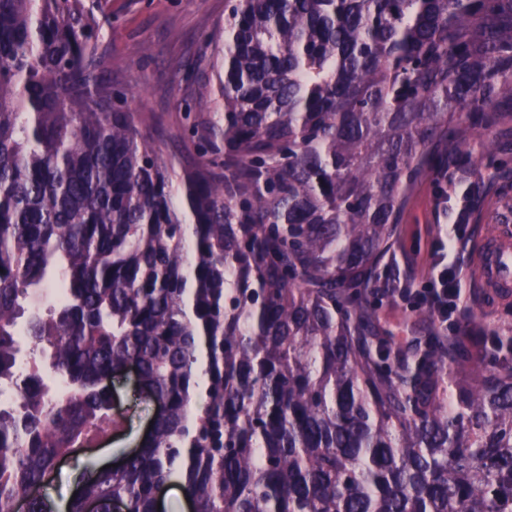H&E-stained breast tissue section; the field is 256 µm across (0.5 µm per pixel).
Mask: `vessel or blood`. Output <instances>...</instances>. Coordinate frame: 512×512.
Returning a JSON list of instances; mask_svg holds the SVG:
<instances>
[{
    "label": "vessel or blood",
    "mask_w": 512,
    "mask_h": 512,
    "mask_svg": "<svg viewBox=\"0 0 512 512\" xmlns=\"http://www.w3.org/2000/svg\"><path fill=\"white\" fill-rule=\"evenodd\" d=\"M475 282L486 293L512 288V232L499 227L475 240Z\"/></svg>",
    "instance_id": "obj_1"
}]
</instances>
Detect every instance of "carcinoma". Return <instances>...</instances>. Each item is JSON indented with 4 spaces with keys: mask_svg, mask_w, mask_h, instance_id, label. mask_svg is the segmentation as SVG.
<instances>
[{
    "mask_svg": "<svg viewBox=\"0 0 512 512\" xmlns=\"http://www.w3.org/2000/svg\"><path fill=\"white\" fill-rule=\"evenodd\" d=\"M98 2L0 0V512L125 428L128 366L149 434L29 512H512V344L402 347L375 294L415 185L512 132V0H226L186 163L112 104Z\"/></svg>",
    "mask_w": 512,
    "mask_h": 512,
    "instance_id": "carcinoma-1",
    "label": "carcinoma"
}]
</instances>
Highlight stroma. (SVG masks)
<instances>
[{
    "label": "stroma",
    "instance_id": "1",
    "mask_svg": "<svg viewBox=\"0 0 512 512\" xmlns=\"http://www.w3.org/2000/svg\"><path fill=\"white\" fill-rule=\"evenodd\" d=\"M105 19L102 47L112 61V87L130 96L129 106L143 121L142 130L164 158L187 157L198 111H186L191 86L173 68L184 64L210 75L215 40L224 32V0H101ZM512 204V185L492 194H475L470 210L477 214L471 234L490 231ZM459 207L456 195L440 201L433 179L419 183L398 226L392 276L421 275L439 226L451 224ZM156 412L153 401L141 400L123 433L111 442L68 459L46 490L64 506L83 475L85 460L106 464L135 448Z\"/></svg>",
    "mask_w": 512,
    "mask_h": 512
}]
</instances>
